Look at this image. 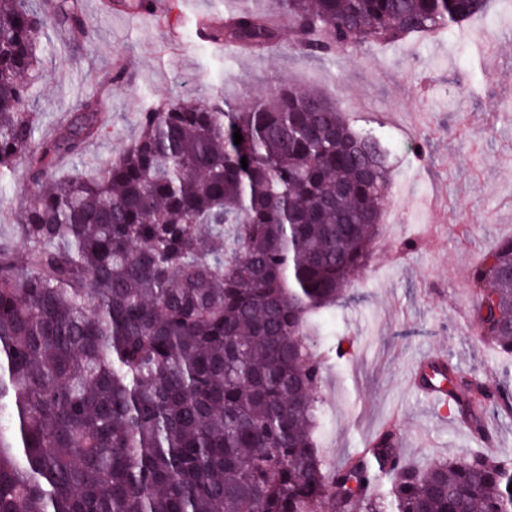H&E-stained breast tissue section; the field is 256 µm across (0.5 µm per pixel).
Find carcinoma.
<instances>
[{
  "label": "carcinoma",
  "instance_id": "1",
  "mask_svg": "<svg viewBox=\"0 0 512 512\" xmlns=\"http://www.w3.org/2000/svg\"><path fill=\"white\" fill-rule=\"evenodd\" d=\"M274 5L288 29L241 11L214 37L263 50L286 36L333 63L450 32L490 2ZM50 17L85 25L76 0H0V181L22 164L33 186L24 261L0 244V512H512V458L420 468L391 429L340 464L323 458L326 358L309 319L363 280L388 146L326 94L274 86L142 112L121 157L61 176L107 127L89 97L35 141ZM470 276L480 341L508 363L512 237ZM428 369L469 430H485L488 407L512 416L508 383L450 360Z\"/></svg>",
  "mask_w": 512,
  "mask_h": 512
}]
</instances>
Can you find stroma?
I'll use <instances>...</instances> for the list:
<instances>
[{
    "label": "stroma",
    "instance_id": "stroma-1",
    "mask_svg": "<svg viewBox=\"0 0 512 512\" xmlns=\"http://www.w3.org/2000/svg\"><path fill=\"white\" fill-rule=\"evenodd\" d=\"M168 2L165 11L130 14L78 0L86 29L47 25L32 100L37 138L54 135L86 97L102 95L109 133L87 142L79 169L88 174L123 154L140 112L168 99L240 102L273 81L336 98L357 129L392 149L395 221L382 224L362 284L324 316L326 332L354 348L326 370L324 459L340 463L391 427L422 467L484 447L512 457V419L488 413L491 441L481 444L407 380L439 357L487 379L504 376L477 336L470 270L512 235V12L328 64L285 41L245 54L198 33L199 15L265 11L269 0ZM421 138L423 162L413 155ZM29 189L21 174L0 183V242L21 256L16 218ZM406 240L416 246L404 252Z\"/></svg>",
    "mask_w": 512,
    "mask_h": 512
}]
</instances>
